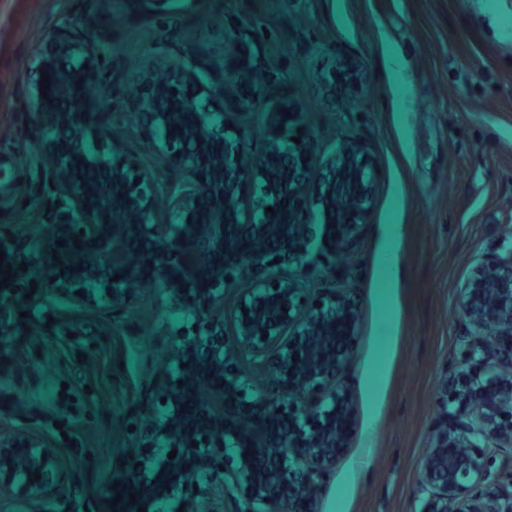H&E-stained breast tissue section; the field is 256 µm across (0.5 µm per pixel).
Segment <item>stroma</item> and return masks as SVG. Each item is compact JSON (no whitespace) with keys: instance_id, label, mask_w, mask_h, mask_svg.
Instances as JSON below:
<instances>
[{"instance_id":"1","label":"stroma","mask_w":512,"mask_h":512,"mask_svg":"<svg viewBox=\"0 0 512 512\" xmlns=\"http://www.w3.org/2000/svg\"><path fill=\"white\" fill-rule=\"evenodd\" d=\"M112 63L138 79L154 37L182 17L180 46L223 67L227 34L252 23L250 48L267 108L299 113L320 157L358 141L376 177L346 285L358 324L345 379L347 449L318 512H421L420 459L437 425L440 384L461 363L459 287L502 252L512 227V0H103ZM88 16L85 0H0V160L15 183L0 232L38 226L30 185L13 164L22 123L16 89L50 27ZM343 77L323 93L329 69ZM398 269L395 281L383 273ZM184 315L145 289L130 308L92 313L65 302L9 316L0 350V428L34 436L63 460L29 512H127L132 447L168 357L167 324Z\"/></svg>"}]
</instances>
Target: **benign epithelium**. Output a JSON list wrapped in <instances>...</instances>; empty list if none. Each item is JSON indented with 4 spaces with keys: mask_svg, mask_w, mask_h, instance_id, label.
<instances>
[{
    "mask_svg": "<svg viewBox=\"0 0 512 512\" xmlns=\"http://www.w3.org/2000/svg\"><path fill=\"white\" fill-rule=\"evenodd\" d=\"M179 33L160 36L168 70L144 71L121 112L118 71L93 68L112 38L87 22L46 32L21 90L28 125L17 160L52 235L0 234V250L27 267L11 289L37 281L48 301L117 311L148 285L189 313L167 327L175 356L191 363L161 374L155 403L165 413L141 426L135 452H164L128 471L137 490L128 512H205L196 473L220 498L233 488L244 512H317L352 428L342 375L357 310L336 280L372 208V163L349 142L318 165L293 112H272L257 138L228 128L208 100L255 80L249 48L233 39L242 60L223 70L177 50ZM91 137L104 149H90ZM457 306L466 350L441 386L437 433L421 458V512H512V468L491 470L496 450L512 447V249L476 264ZM191 387L199 413L189 419L181 407ZM59 467L51 449L0 434V493L40 500Z\"/></svg>",
    "mask_w": 512,
    "mask_h": 512,
    "instance_id": "1",
    "label": "benign epithelium"
}]
</instances>
